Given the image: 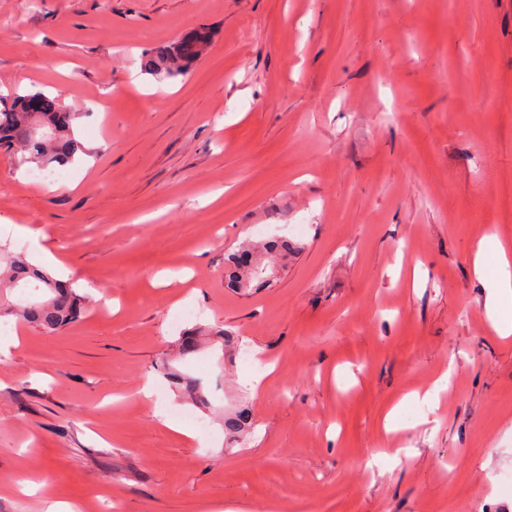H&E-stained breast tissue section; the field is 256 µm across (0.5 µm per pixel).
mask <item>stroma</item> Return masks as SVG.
<instances>
[{"label": "stroma", "mask_w": 512, "mask_h": 512, "mask_svg": "<svg viewBox=\"0 0 512 512\" xmlns=\"http://www.w3.org/2000/svg\"><path fill=\"white\" fill-rule=\"evenodd\" d=\"M197 31L187 75L142 71ZM34 90L88 158L57 186L0 150V248L87 311L8 323L0 512H512V337L473 271L512 245V0H0V95ZM285 237L271 286L227 288ZM198 327L239 343L181 355ZM253 249L254 252H252ZM261 251L258 247L247 246L240 254H232L229 257L233 267L228 276L233 288L248 290L258 286L254 285V282L259 281L263 273V269L260 267V258L257 257Z\"/></svg>", "instance_id": "1"}]
</instances>
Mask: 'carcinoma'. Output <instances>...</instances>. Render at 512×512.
Segmentation results:
<instances>
[{
	"mask_svg": "<svg viewBox=\"0 0 512 512\" xmlns=\"http://www.w3.org/2000/svg\"><path fill=\"white\" fill-rule=\"evenodd\" d=\"M204 35L195 33L183 39L173 52L147 53L143 58L144 71L155 76L174 77L183 74L186 66L196 58L206 44ZM42 97L47 101V111L35 115L26 111L27 100ZM75 116L62 105L59 96L49 97L43 92L0 96V149L20 153L21 163L64 164L73 155L83 151L73 131ZM261 249L248 246L229 261L231 286L240 290L254 287L263 269L257 254ZM38 284V294H17L0 297V315H12L20 321L40 328L46 335L55 336L68 325L78 321L85 311V298L77 294L46 272L33 267L21 254L0 253V283L11 290H18L30 281ZM251 424L250 412L241 409L224 419V428L230 433L244 430Z\"/></svg>",
	"mask_w": 512,
	"mask_h": 512,
	"instance_id": "1",
	"label": "carcinoma"
}]
</instances>
